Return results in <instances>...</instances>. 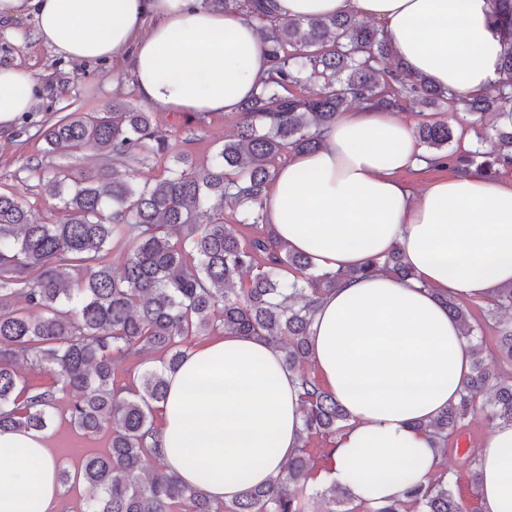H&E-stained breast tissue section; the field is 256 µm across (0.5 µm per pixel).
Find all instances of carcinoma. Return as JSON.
Listing matches in <instances>:
<instances>
[{"instance_id":"obj_1","label":"carcinoma","mask_w":512,"mask_h":512,"mask_svg":"<svg viewBox=\"0 0 512 512\" xmlns=\"http://www.w3.org/2000/svg\"><path fill=\"white\" fill-rule=\"evenodd\" d=\"M235 12L263 32L271 62L258 92L241 103L239 121L207 163L172 155L154 130L151 113L115 102L100 112H72L43 131L48 154L90 147L129 160L138 152L172 159L164 174L140 182L103 174L71 179L47 176L39 186L62 214L48 222L13 194L0 193V429L47 430L60 396H71L63 415L76 429L111 430L107 448L87 456L71 477L86 486L89 512H307L312 452L329 460L332 443L349 416L308 371L309 326L320 295L348 277L385 271L407 283L414 276L396 247L343 273L313 270L309 257L274 240L264 219L275 159L313 151L321 130L351 101L396 110L459 115V126L478 130L499 117L495 145L460 153L448 121L429 117L413 135L423 159L450 163L460 174L488 177L512 166V0H490L506 44L502 76L491 89L466 99L422 76L409 75L383 31L354 16L282 20L267 0H204ZM244 209L247 223H224V203ZM125 243L121 276L112 272V240ZM448 315L464 329L472 362L459 402L422 428L447 452L463 422L481 412L512 424V288L485 306L497 333V353L486 358L468 307L444 298ZM257 337L281 349L283 364L301 379V446L283 471L262 487L248 486L233 503H213L199 486L163 470L155 412L167 394L166 374L185 359L199 336ZM145 351L161 354L144 368ZM25 365L35 377L19 372ZM133 372L118 382L120 367ZM318 448H312L313 443ZM406 499L376 508L351 504L346 491L323 485L316 494L342 509L327 512H468L447 471L424 486L412 467L397 474Z\"/></svg>"}]
</instances>
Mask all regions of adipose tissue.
Listing matches in <instances>:
<instances>
[{"label": "adipose tissue", "mask_w": 512, "mask_h": 512, "mask_svg": "<svg viewBox=\"0 0 512 512\" xmlns=\"http://www.w3.org/2000/svg\"><path fill=\"white\" fill-rule=\"evenodd\" d=\"M278 18L353 15L386 32L408 72L468 97L501 77L505 51L489 0H271ZM33 15L34 39L75 62L110 60L141 99L183 115L232 114L271 63L257 28L204 0H0V28ZM39 76L0 65V130L35 106ZM410 129L366 104L338 113L319 149L293 153L269 187L266 222L315 270L349 271L401 248L415 277L346 280L324 295L309 330L315 376L348 411L328 467L357 504L403 498L392 471L428 484L442 460L422 423L454 406L471 352L444 303L494 301L512 287V174L448 173L413 191L424 169ZM158 436L166 469L217 503L261 485L299 447L301 388L267 341L227 334L189 350L167 375ZM480 512H512V425L476 452ZM58 465L46 434L0 430V512H59Z\"/></svg>", "instance_id": "adipose-tissue-1"}]
</instances>
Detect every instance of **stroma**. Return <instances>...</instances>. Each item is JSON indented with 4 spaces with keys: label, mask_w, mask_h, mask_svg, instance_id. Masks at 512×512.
<instances>
[{
    "label": "stroma",
    "mask_w": 512,
    "mask_h": 512,
    "mask_svg": "<svg viewBox=\"0 0 512 512\" xmlns=\"http://www.w3.org/2000/svg\"><path fill=\"white\" fill-rule=\"evenodd\" d=\"M33 17L26 16L15 24L14 37L0 35V64L17 63L41 75V95L33 112L21 118L11 129L0 132V191L21 196L36 214L49 213L47 198L30 175L34 165L47 174L79 176L103 172L114 178L136 175L154 179L162 175L164 164L158 159L141 158L133 164H115L97 151L81 148L69 155L45 153L41 133L49 125L71 112H95L115 102L141 106L131 75L118 73L105 61L76 64L56 55L32 39ZM157 135L168 140L173 152L188 154L194 162L210 158L215 145L235 122V115H211L205 118L172 114L152 108ZM48 439L60 469L74 471L83 458L102 451L108 444L107 434L82 435L67 421L55 419Z\"/></svg>",
    "instance_id": "stroma-1"
}]
</instances>
